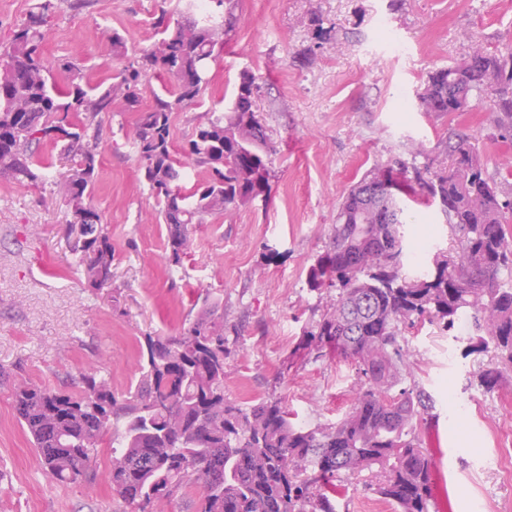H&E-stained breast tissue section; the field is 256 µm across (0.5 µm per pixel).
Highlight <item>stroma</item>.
I'll return each instance as SVG.
<instances>
[{
	"mask_svg": "<svg viewBox=\"0 0 512 512\" xmlns=\"http://www.w3.org/2000/svg\"><path fill=\"white\" fill-rule=\"evenodd\" d=\"M187 7V0H86L78 9L65 2L44 57H77L97 86L125 65L103 30L118 32L133 56L156 41L159 14L176 19ZM235 13L208 90L174 113L171 138L186 145L208 113L223 111L242 71L265 78L257 115L274 145L268 197L206 216L191 256L171 266L166 226L130 138L137 114L103 115L92 203L114 259L111 287L94 292L64 236L65 206L48 189L0 179V370L60 388L95 369L123 396L140 376L139 337L177 333L196 315L198 298L210 295L224 302L225 398L245 405L275 395L307 427L334 422L352 406L356 371L297 348L336 301V289L311 290L307 276L351 186L394 157L443 169L452 128L477 133L490 173L512 177V146L499 136L491 91L473 96L470 112L456 118L420 111L416 99L430 72L473 48L512 47V0H236ZM319 18L330 30L322 44L314 38ZM397 40L407 46L399 56ZM418 143L424 152L416 157ZM405 207L404 262H431L449 246L448 227L437 207L410 200ZM470 334L465 322L447 332L426 320L405 334L408 369L435 401L423 433L434 462L430 512H472L476 497L512 501V481L483 468L512 446L505 430L512 418L499 406L512 397V370L492 392L479 390L474 375L486 358L464 356ZM456 399L471 400L472 412L456 414ZM380 480L374 469L342 477L336 512H357ZM124 510L104 480L62 485L44 474L0 385V512Z\"/></svg>",
	"mask_w": 512,
	"mask_h": 512,
	"instance_id": "35a3bbf8",
	"label": "stroma"
}]
</instances>
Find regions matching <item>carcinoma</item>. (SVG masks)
Here are the masks:
<instances>
[{
  "instance_id": "carcinoma-1",
  "label": "carcinoma",
  "mask_w": 512,
  "mask_h": 512,
  "mask_svg": "<svg viewBox=\"0 0 512 512\" xmlns=\"http://www.w3.org/2000/svg\"><path fill=\"white\" fill-rule=\"evenodd\" d=\"M230 2L211 0V11L174 21L161 13L154 25L164 34L163 53L143 50L94 93L77 59L52 65L42 57L59 0H41L0 47V177L44 183L36 152L48 142L61 145L71 166L53 180L52 194L70 212L64 234L94 291L112 286L113 262L112 239L90 201L99 116L137 107L149 75L173 84L139 111L132 139L167 224L171 265L191 253L203 216L269 192L273 148L250 92L255 74H240L228 106L199 123L184 148L207 171L206 181L180 184L170 141L173 113L197 102L211 83V65L236 20ZM486 87L495 90L501 138L511 141V48L471 52L432 71L419 100L425 112L460 116ZM446 150L449 167L431 175L397 159L359 180L310 268L309 287L334 288L337 296L301 347L316 349L318 359L334 355L354 364L356 395L343 417L308 428L293 420L280 396L246 407L226 400L224 305L207 301L178 333L143 337L141 376L123 400L99 371H85L64 388L13 381L15 418L46 475L63 484L93 483L110 434L115 447L104 478L132 512H164L190 489L200 492L196 512H336L338 478L374 467L382 474L377 492L397 512H428L432 457L422 430L433 400L407 383L403 330L424 317L451 330L469 312L473 334L464 355L488 357L478 386L492 391L512 367V286L501 277L512 271V188L489 176L476 135L451 132ZM404 196L438 206L448 224V255L421 271L404 265Z\"/></svg>"
}]
</instances>
